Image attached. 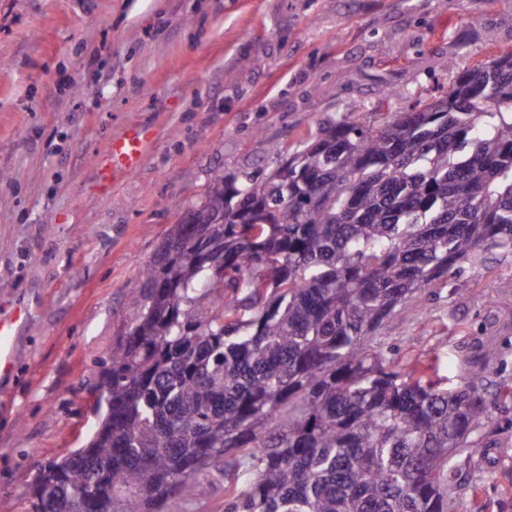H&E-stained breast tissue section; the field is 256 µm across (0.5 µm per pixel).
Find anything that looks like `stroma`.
<instances>
[{
    "label": "stroma",
    "mask_w": 512,
    "mask_h": 512,
    "mask_svg": "<svg viewBox=\"0 0 512 512\" xmlns=\"http://www.w3.org/2000/svg\"><path fill=\"white\" fill-rule=\"evenodd\" d=\"M512 50V0H0V512H32L45 462L99 423L98 362L129 293L219 174L269 175L331 121L378 125ZM151 131L140 169L100 188L112 137ZM512 258L457 265L373 343L398 369L483 372L486 448L460 456L459 512H512ZM13 322L0 321V369L3 372L12 367L10 354L12 352V337L16 334Z\"/></svg>",
    "instance_id": "1"
}]
</instances>
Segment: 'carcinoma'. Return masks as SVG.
<instances>
[{
  "instance_id": "obj_1",
  "label": "carcinoma",
  "mask_w": 512,
  "mask_h": 512,
  "mask_svg": "<svg viewBox=\"0 0 512 512\" xmlns=\"http://www.w3.org/2000/svg\"><path fill=\"white\" fill-rule=\"evenodd\" d=\"M430 108L212 180L197 215L224 224L170 228L102 361L111 413L40 469L34 512H182L207 468L224 512H454L483 380L443 388L435 362L404 373L368 339L459 263L512 256V51Z\"/></svg>"
}]
</instances>
